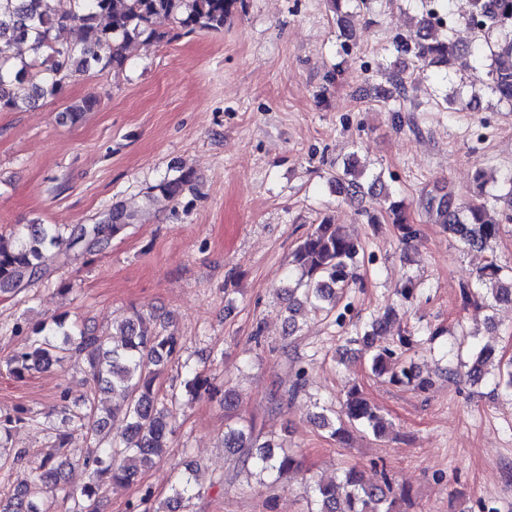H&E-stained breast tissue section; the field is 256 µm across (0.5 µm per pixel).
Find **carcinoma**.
Wrapping results in <instances>:
<instances>
[{
    "instance_id": "1",
    "label": "carcinoma",
    "mask_w": 512,
    "mask_h": 512,
    "mask_svg": "<svg viewBox=\"0 0 512 512\" xmlns=\"http://www.w3.org/2000/svg\"><path fill=\"white\" fill-rule=\"evenodd\" d=\"M53 0H0V111H14L33 106L37 100L62 92L66 82L79 73L92 69L118 74L126 67L125 47L143 36L159 41L171 40L180 32H218L243 0H72L69 10L52 6ZM347 0H326L336 15L346 39L355 38L344 11ZM421 14L414 39L397 37V54L409 56L418 68L447 67L459 59H474L479 66L490 61L486 72L487 84L499 101L512 105V0H470L466 24L481 36V41L460 44L450 39V29L442 26L427 0H420ZM78 26L84 34L79 45L63 44L55 33L69 26ZM25 45L29 57L15 55L11 49ZM97 106L95 100H84L67 107V118L78 121L82 114ZM358 159L346 162L343 172L331 177L329 183L336 193L346 197L374 191L379 213L369 215L368 222L380 223L386 216L397 226L401 240L413 237L407 222L406 205L392 199L381 177L366 185L359 180ZM195 178L194 170L181 167L178 174L167 177L154 190L172 201L183 195ZM473 182L476 199L460 203L451 192L430 199L429 210L436 219L448 225L472 248H484L496 238L500 223L493 217L491 202L500 195L487 189L485 173L478 171ZM136 215L114 205L98 224L61 228L55 224H27L12 231L9 237L0 235V292H18L37 280L56 262L59 249L78 247L87 252L105 248L113 237L134 224ZM362 247L340 228L323 219L301 240L293 253L292 263L301 276L288 286L287 323L298 329V316L307 306L331 314L344 291L357 279ZM479 280L485 285L483 299L492 308L512 301V275L502 274V268L491 261L480 271ZM387 327V317L373 320L348 343L363 342L373 349L371 371L376 375L390 374V381L411 384L415 380L412 367L400 363L396 351L380 347L377 341ZM183 347L181 337L171 324H159L151 314L135 311L118 323L112 332L99 333L82 327L65 316L44 323L25 337L22 346L8 358L6 369L16 378L49 367L54 363L77 361L84 364L92 381L84 408L72 415L74 426L86 431L95 451L83 458L91 469L88 482L82 487L80 499L68 512H99L103 502L101 482L108 478L115 487L128 486L136 480L139 470L162 459L172 433L168 398L162 394L156 380L165 365L179 359ZM495 352L488 346L475 347L466 371L468 380L477 384L488 374ZM118 391L123 405L112 408V415L122 414L126 427L113 437L107 431L105 418L98 414L96 394L101 390ZM186 395L196 398L205 392L223 394L224 408L236 405L238 394L226 388L219 390L196 373L185 382ZM343 412L347 424H336L327 410L317 413L318 426L330 437L345 442L348 427L360 426L375 437L389 430V423L354 385L346 393ZM24 422L20 416H0V447H6L15 425ZM224 448L246 454V462L254 468L279 479L297 471L299 457L272 440L260 441L251 424L229 426L224 431ZM65 461L53 454L42 457L36 466L32 484L13 494L0 495V512H44L39 507L41 496L58 487V478ZM192 473L178 477L173 486V501L182 504L195 495ZM315 512H397V497L393 496L392 479L381 472V481L364 478L355 466L330 480L319 479L312 486ZM129 512H161L152 505V492L144 490L128 504Z\"/></svg>"
}]
</instances>
